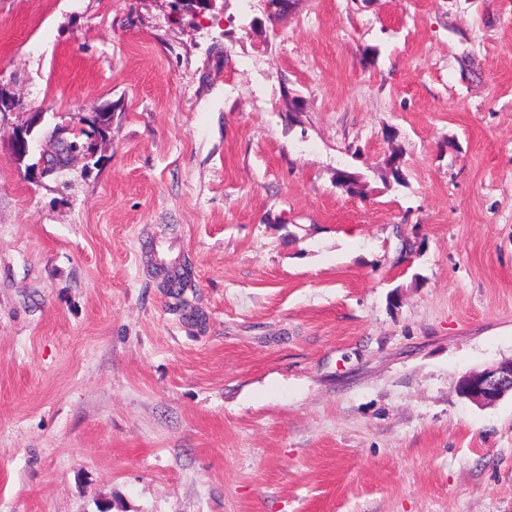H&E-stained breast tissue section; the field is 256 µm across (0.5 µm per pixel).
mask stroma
<instances>
[{"label": "stroma", "mask_w": 512, "mask_h": 512, "mask_svg": "<svg viewBox=\"0 0 512 512\" xmlns=\"http://www.w3.org/2000/svg\"><path fill=\"white\" fill-rule=\"evenodd\" d=\"M0 91V512H512V0H0ZM102 118L100 122L98 119ZM112 115L108 112H97L89 118H82L80 123H87L85 128H80L78 132H73V139L68 137H60L58 128L53 130L51 138L53 147L47 155V166L44 170L42 177H48L55 172L69 166L72 154L76 152H83L85 156L95 149V141L106 137L110 129ZM85 137V140H83ZM169 291L168 294L175 298L180 299L186 288H193V271L190 261H183L180 267L173 272L167 274ZM458 388L462 397L482 407L512 396V358L481 371L465 373Z\"/></svg>", "instance_id": "1"}]
</instances>
